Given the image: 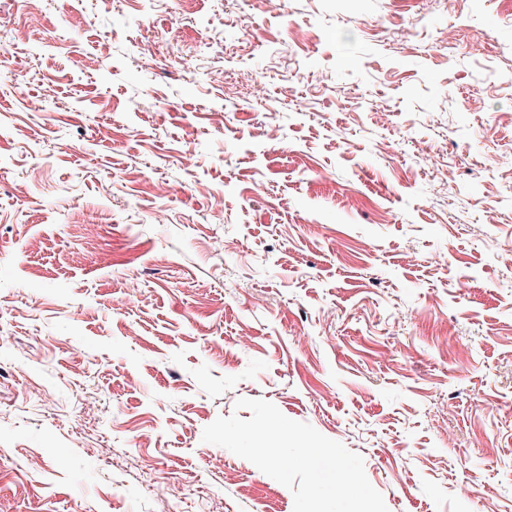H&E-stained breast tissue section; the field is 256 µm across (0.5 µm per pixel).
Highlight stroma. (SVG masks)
<instances>
[{
    "instance_id": "1",
    "label": "stroma",
    "mask_w": 512,
    "mask_h": 512,
    "mask_svg": "<svg viewBox=\"0 0 512 512\" xmlns=\"http://www.w3.org/2000/svg\"><path fill=\"white\" fill-rule=\"evenodd\" d=\"M1 52L0 512H293L206 463L241 398L389 512H512V0H0Z\"/></svg>"
}]
</instances>
